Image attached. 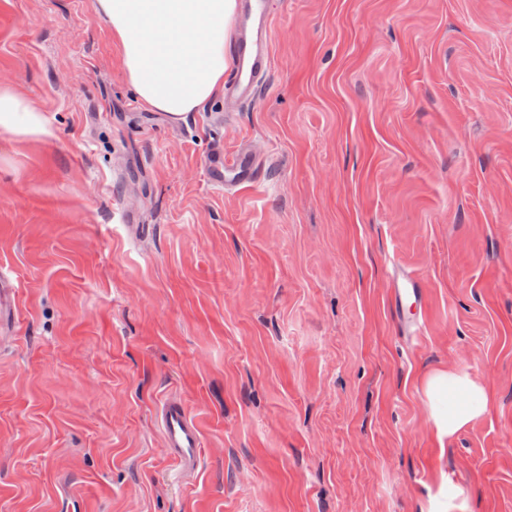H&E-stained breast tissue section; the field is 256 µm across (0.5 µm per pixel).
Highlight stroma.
<instances>
[{
  "instance_id": "1",
  "label": "stroma",
  "mask_w": 512,
  "mask_h": 512,
  "mask_svg": "<svg viewBox=\"0 0 512 512\" xmlns=\"http://www.w3.org/2000/svg\"><path fill=\"white\" fill-rule=\"evenodd\" d=\"M269 7L260 93L173 123L95 0H0V90L49 128H0V512H512V0ZM218 149L254 181L210 183ZM455 368L490 404L442 441L422 380ZM0 331L3 333L5 326L14 331L15 321L11 314V300L15 293L11 271L0 266ZM402 280L406 281L407 288H394L392 292V303L395 307L394 321L396 322L397 330L399 334L407 336L408 339L417 340L422 335L425 321L421 317L420 320L414 323H408L404 315L397 312V308L401 305L402 298L413 296L417 301L422 303L423 301V289L420 281L411 274V272H405L402 275ZM157 421L167 454L183 476L193 474L200 462L203 435L184 402L170 398L157 409Z\"/></svg>"
}]
</instances>
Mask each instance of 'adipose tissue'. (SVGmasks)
<instances>
[{"label":"adipose tissue","mask_w":512,"mask_h":512,"mask_svg":"<svg viewBox=\"0 0 512 512\" xmlns=\"http://www.w3.org/2000/svg\"><path fill=\"white\" fill-rule=\"evenodd\" d=\"M95 12L119 48L128 84L149 109L177 122L223 97L225 43L237 0H96ZM0 128L39 136L47 121L22 96L5 90ZM422 390L441 440L467 427L489 404L485 387L464 369L432 372Z\"/></svg>","instance_id":"ef3b65f1"}]
</instances>
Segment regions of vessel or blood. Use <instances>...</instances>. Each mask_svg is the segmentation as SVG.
Returning a JSON list of instances; mask_svg holds the SVG:
<instances>
[{"label":"vessel or blood","instance_id":"vessel-or-blood-1","mask_svg":"<svg viewBox=\"0 0 512 512\" xmlns=\"http://www.w3.org/2000/svg\"><path fill=\"white\" fill-rule=\"evenodd\" d=\"M272 19L267 0H242L238 32L232 45L234 67L225 102L235 109L257 93L262 80L271 70ZM254 168L247 152L215 154L208 167L211 182L228 185L249 183ZM15 293L10 270L0 266V331L14 328L11 300ZM157 421L167 454L178 471L193 474L200 462L203 435L182 400L171 398L157 409Z\"/></svg>","mask_w":512,"mask_h":512}]
</instances>
